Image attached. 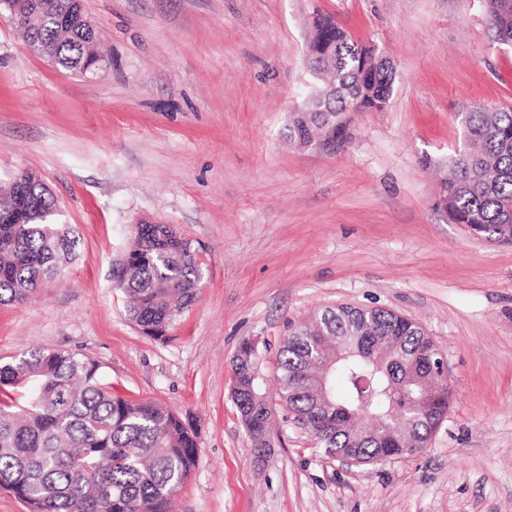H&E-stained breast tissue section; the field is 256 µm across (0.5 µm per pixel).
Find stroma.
<instances>
[{"label": "stroma", "instance_id": "1", "mask_svg": "<svg viewBox=\"0 0 512 512\" xmlns=\"http://www.w3.org/2000/svg\"><path fill=\"white\" fill-rule=\"evenodd\" d=\"M106 61L93 76L31 54L0 17V181L37 174L79 240L75 260L0 304V361L33 349L98 361L114 396L198 433L173 512H512V247L435 205L462 113L494 109L512 46L485 0H81ZM327 14L396 73L384 110L343 137L288 136ZM151 217L197 249L203 279L167 338L128 318L114 271ZM344 304L418 322L443 353L450 406L420 452L345 464L277 397L291 325ZM258 348L272 451L231 398Z\"/></svg>", "mask_w": 512, "mask_h": 512}]
</instances>
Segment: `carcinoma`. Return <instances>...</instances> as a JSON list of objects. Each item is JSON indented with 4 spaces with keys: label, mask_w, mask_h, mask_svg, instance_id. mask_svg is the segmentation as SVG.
<instances>
[{
    "label": "carcinoma",
    "mask_w": 512,
    "mask_h": 512,
    "mask_svg": "<svg viewBox=\"0 0 512 512\" xmlns=\"http://www.w3.org/2000/svg\"><path fill=\"white\" fill-rule=\"evenodd\" d=\"M498 40L512 45V0H486ZM29 16L27 42L43 47L56 67L88 76L105 61L80 0H0V12ZM61 17L69 19L65 30ZM310 83L289 136L309 146L344 133L336 119L353 101L380 111L393 92L391 67H368L364 49L333 18L313 21ZM470 146L450 157L453 174L441 188L457 222L486 240L512 246V109L475 108L466 113ZM12 188L0 192V302L22 301L55 277L71 259L76 240L53 220L57 201L31 177L17 221ZM202 267L192 242L171 224H138L117 287L129 298V319L159 339L174 328L198 294ZM364 329L395 348L398 362L413 366L436 349L423 328L392 310L339 306L314 312L289 331L278 356L279 399L321 448L354 452L367 463L401 454L397 435L427 444L447 415L448 389L426 394L407 384V372L373 362V351L333 364L326 388L335 408L317 405V366L336 338ZM259 396H253V393ZM232 392L255 453L267 455L271 407L260 393ZM197 432L153 400L112 396L99 362L65 350L31 349L0 364V489L13 493L27 512H172L173 491L195 471Z\"/></svg>",
    "instance_id": "obj_1"
}]
</instances>
